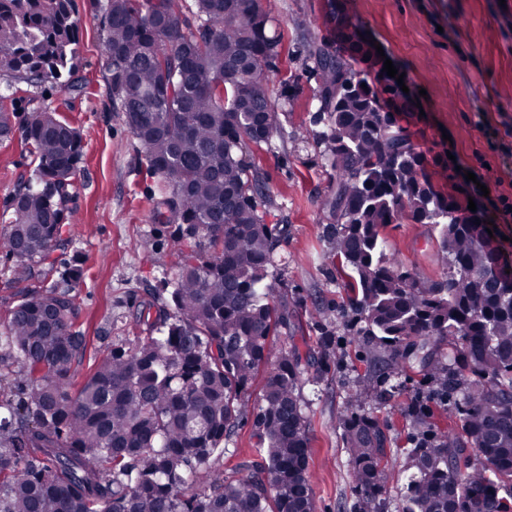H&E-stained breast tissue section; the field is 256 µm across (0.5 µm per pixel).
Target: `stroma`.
<instances>
[{
  "label": "stroma",
  "instance_id": "1",
  "mask_svg": "<svg viewBox=\"0 0 512 512\" xmlns=\"http://www.w3.org/2000/svg\"><path fill=\"white\" fill-rule=\"evenodd\" d=\"M337 4L369 31L387 59L404 72L411 93L426 90L423 117L409 129L418 151L434 157L450 148L459 167L454 180L429 166L443 190L464 184L483 220L491 221L493 242L512 266V0H261L271 17L269 30L280 42V55L268 73L267 92L278 106L280 135L272 147H251L250 154L265 183L269 201L265 221L289 227L285 266L275 276L288 300L300 303L304 315L290 332L272 337L271 356L296 342L315 347L319 331L309 315L339 321L346 299L331 246L322 234L326 219L321 197L330 183L318 148L308 143L315 111L317 83L310 75L311 45L329 38L325 15ZM80 27L75 70L66 84L0 76V93L9 94L17 122L35 110L54 113L81 134L83 157L67 203L71 242L56 252L59 262L81 264L83 276L73 290V322L86 337L75 366V384L95 369L102 352L114 343L144 335L134 325L143 306L162 308L159 281L173 277L179 248L174 226L156 220L166 196L157 177L142 164V148L123 112L112 100L105 69V47L99 0H74ZM34 157L21 138L0 141V226L7 224L5 202L27 180ZM475 181H467L465 172ZM387 255L417 277L435 280L448 266L428 224L403 222L385 232ZM379 371L369 348L349 331H336V367L320 383L304 384L311 457L309 479L317 512H352L355 501L348 454L339 419L347 409L369 414L388 425L392 436L385 468L387 507L401 512L412 473L410 451L423 432L411 415V398L431 384L419 369L399 373L400 389L388 402L375 397ZM261 402V384L253 382L243 398L244 418L226 453L211 466L234 475L250 460L258 443L253 414Z\"/></svg>",
  "mask_w": 512,
  "mask_h": 512
}]
</instances>
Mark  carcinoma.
<instances>
[{"label":"carcinoma","mask_w":512,"mask_h":512,"mask_svg":"<svg viewBox=\"0 0 512 512\" xmlns=\"http://www.w3.org/2000/svg\"><path fill=\"white\" fill-rule=\"evenodd\" d=\"M179 2L101 5L112 98L168 192L157 219L177 223L169 301L154 320L138 313L151 335L107 348L78 389L79 266L12 307L0 350L22 374L0 397V512H316L301 384L336 365V327L317 325L316 348L292 344L269 361L270 338L297 316L288 296L274 302L269 280L287 264L288 225L264 222L269 197L245 154L280 128L265 90L279 40L260 0H198L205 20L194 29ZM326 23L331 39L309 52L322 127L313 141L331 170L323 235L346 288L342 312L353 335L385 353L378 401L398 389L392 376L417 366L463 431L439 429L412 448L403 512H512V270L466 193L439 189L426 172L396 120L414 98L383 72L361 24L334 6ZM79 45L73 0H0V72L59 82ZM22 141L38 164L9 202L0 251L37 279L68 242L83 145L44 111L31 113ZM405 220L438 230L441 278L422 281L387 258L385 230ZM260 373L254 458L243 475L220 477L209 459L243 419ZM341 425L354 509L385 512L388 425L355 411Z\"/></svg>","instance_id":"obj_1"}]
</instances>
